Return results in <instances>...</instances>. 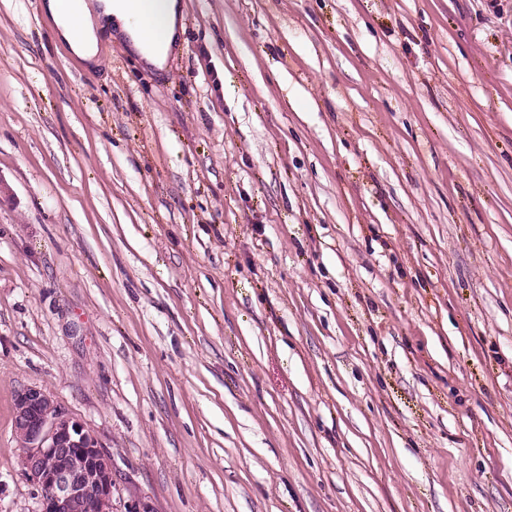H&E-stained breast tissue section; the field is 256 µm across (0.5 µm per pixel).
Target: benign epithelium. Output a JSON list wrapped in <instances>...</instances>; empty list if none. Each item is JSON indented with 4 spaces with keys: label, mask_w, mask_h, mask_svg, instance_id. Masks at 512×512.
Here are the masks:
<instances>
[{
    "label": "benign epithelium",
    "mask_w": 512,
    "mask_h": 512,
    "mask_svg": "<svg viewBox=\"0 0 512 512\" xmlns=\"http://www.w3.org/2000/svg\"><path fill=\"white\" fill-rule=\"evenodd\" d=\"M20 465L40 491L38 512H112V460L98 437L37 387L15 396Z\"/></svg>",
    "instance_id": "7a95c632"
}]
</instances>
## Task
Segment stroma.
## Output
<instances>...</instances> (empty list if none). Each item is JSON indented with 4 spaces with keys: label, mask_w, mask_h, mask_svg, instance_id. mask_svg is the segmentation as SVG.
Listing matches in <instances>:
<instances>
[{
    "label": "stroma",
    "mask_w": 512,
    "mask_h": 512,
    "mask_svg": "<svg viewBox=\"0 0 512 512\" xmlns=\"http://www.w3.org/2000/svg\"><path fill=\"white\" fill-rule=\"evenodd\" d=\"M179 2L0 0V512L27 386L112 512H512V0ZM94 1L42 0L40 9L53 20L56 38L81 61L101 65L100 44L116 29L146 62L162 67L181 30L177 0Z\"/></svg>",
    "instance_id": "stroma-1"
}]
</instances>
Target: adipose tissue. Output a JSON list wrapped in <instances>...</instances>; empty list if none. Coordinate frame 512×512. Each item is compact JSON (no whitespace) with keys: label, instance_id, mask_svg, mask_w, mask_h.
Here are the masks:
<instances>
[{"label":"adipose tissue","instance_id":"1","mask_svg":"<svg viewBox=\"0 0 512 512\" xmlns=\"http://www.w3.org/2000/svg\"><path fill=\"white\" fill-rule=\"evenodd\" d=\"M40 9L53 20L56 38L85 62H97L100 45L117 32L159 67L181 30L177 0H42Z\"/></svg>","mask_w":512,"mask_h":512}]
</instances>
